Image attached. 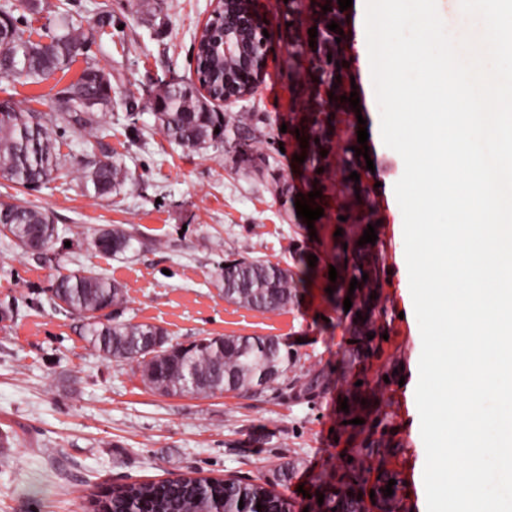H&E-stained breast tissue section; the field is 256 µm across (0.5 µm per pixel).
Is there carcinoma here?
Here are the masks:
<instances>
[{
	"instance_id": "carcinoma-1",
	"label": "carcinoma",
	"mask_w": 512,
	"mask_h": 512,
	"mask_svg": "<svg viewBox=\"0 0 512 512\" xmlns=\"http://www.w3.org/2000/svg\"><path fill=\"white\" fill-rule=\"evenodd\" d=\"M20 9L36 12V0H0V78L19 83L39 82L64 69L73 52L85 47L86 38L72 17L63 16L54 23L49 43L36 41L25 16L15 15ZM337 37V31L322 30L317 33L314 46L308 48V63L321 78L331 80L344 69L345 56L336 49ZM58 102L57 112L21 109L10 99L7 104H0V177L32 190L50 182L65 163L55 138L58 124L79 132L104 131V117L116 104L112 73L94 63L87 64L79 80L59 92ZM151 109L155 123L169 142L202 151L229 143L232 134H243L256 144L243 160L245 171H274L271 155L261 148L275 140L265 113L218 112L192 80L160 81ZM339 117L338 112L307 115L313 139L302 151L306 155L302 167L310 173L309 191L322 193L310 206L334 209L336 223H341L339 217L344 216L346 223L358 228L353 240L345 239L336 245L333 266L337 279L331 285V298L336 306L344 307L345 298H351L352 307L345 317L349 319L351 339L355 340L348 350L349 364L353 366L374 352L373 341L367 334L379 336L384 330L380 324L384 311L374 299L380 287L382 264L374 245H358L370 224V210L348 214L341 206H332L326 194L325 173L329 167L320 152L332 150L326 132L336 126ZM344 153L345 188L354 190L360 183L349 176L354 171L361 172V163L351 147H346ZM77 172L81 188L92 190L96 197L121 190L129 180L121 164L105 153L77 162ZM0 234L14 247L38 256L51 252L61 238L60 229L48 211L15 197L0 200ZM88 244L119 258L136 246L150 248L154 241L135 227L115 225L93 230ZM310 254L308 248L297 245L288 250V260L283 265L245 255L225 260L217 273L224 301L260 312L287 309L297 297L303 276L320 271L318 262L309 266ZM364 274L368 279H362ZM354 278L358 285L351 294L350 282ZM124 300L118 283L85 268L57 276L48 297L54 309L81 319L85 340L100 357L135 369L143 384L161 395L209 398L234 392L255 396L275 387L278 397L301 404L315 402L329 386L330 377L323 370L309 369L301 375L288 376L296 355L275 336H206L188 345L175 343L161 327L114 321L104 314ZM347 398L349 412L343 413L345 419L364 420L369 416V407L362 403L365 396L361 388H355ZM362 452L379 457L376 480L380 501L374 507L381 512H393V499L384 490L395 474L385 468V463L387 458L396 456L399 448L384 438H368ZM365 483L357 467L350 465L336 478L334 491L314 508L317 512H369L362 497ZM258 503L264 512H291L288 498L260 478L224 480L187 474L176 484L141 482L117 487L105 498V507L111 512H215L221 507L224 512H258Z\"/></svg>"
}]
</instances>
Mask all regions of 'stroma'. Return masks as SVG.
<instances>
[{
  "label": "stroma",
  "mask_w": 512,
  "mask_h": 512,
  "mask_svg": "<svg viewBox=\"0 0 512 512\" xmlns=\"http://www.w3.org/2000/svg\"><path fill=\"white\" fill-rule=\"evenodd\" d=\"M30 15L41 29L56 10L78 15L88 50L69 67L37 84L0 79V100L51 112L57 94L75 83L86 64L112 74L120 96L139 103L136 121L124 108L109 112L106 138L59 129L57 143L70 162L38 190L0 178V199L17 196L50 212L63 234L49 260L22 253L0 238V302L26 298L12 320L0 322V432L12 441L0 451V512H91L106 486L162 481L190 471L206 477L262 478L275 482L280 463L298 466L283 491L294 512L326 493L346 460L361 469L377 459L359 455L361 440L341 430L342 396L363 384L379 405L378 434L398 446L388 461L398 475L400 512H427L422 460L426 455L414 385L422 342L414 315L405 260L402 212L394 185L404 171L401 156L384 145L375 91L369 85L365 0H352L341 14L338 45L355 80L360 116L343 117L333 135V154L368 132L373 172L361 195L350 194L339 176L327 182L347 212L370 207L383 257L379 304L386 311L388 338L381 355L345 369L349 334L330 299L328 284L307 282L293 306L261 313L225 302L216 286L219 265L232 253L273 262L284 260L291 239L331 258L335 217L314 232L291 225V206L282 204L275 184L242 173L239 144L199 152L183 149L159 131L150 109L159 81L193 77L192 49L213 0H162L146 13L131 0H41ZM112 14V34H100V8ZM269 34L268 69L254 93L233 104V112L270 113L275 126L321 103L318 83L306 59L288 70V52L308 37V19H292L286 0H259ZM134 179L120 192L97 198L84 193L73 163L99 154L101 147ZM133 224L155 247L122 260L89 246L93 229ZM94 268L124 286V321L165 329L183 344L203 336H277L298 357L301 374L321 369L332 382L315 403L294 404L275 392L260 396L222 394L210 398L165 396L148 389L129 366L108 362L84 338L81 321L53 310L46 301L53 278Z\"/></svg>",
  "instance_id": "1"
}]
</instances>
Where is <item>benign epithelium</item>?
Masks as SVG:
<instances>
[{
  "instance_id": "obj_1",
  "label": "benign epithelium",
  "mask_w": 512,
  "mask_h": 512,
  "mask_svg": "<svg viewBox=\"0 0 512 512\" xmlns=\"http://www.w3.org/2000/svg\"><path fill=\"white\" fill-rule=\"evenodd\" d=\"M258 0H214L212 15L224 14V26L217 29L202 24L207 34L208 57L224 60V69L211 73L209 80L221 77L220 102L231 103L254 92L263 78L269 51L258 54L256 47L266 42V29L257 8Z\"/></svg>"
}]
</instances>
